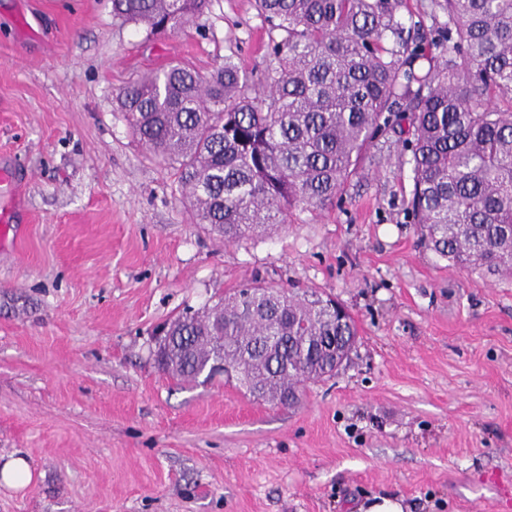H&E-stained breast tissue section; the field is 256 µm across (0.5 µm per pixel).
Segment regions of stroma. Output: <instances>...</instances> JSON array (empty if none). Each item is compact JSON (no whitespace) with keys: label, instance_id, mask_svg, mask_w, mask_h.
I'll use <instances>...</instances> for the list:
<instances>
[{"label":"stroma","instance_id":"35a3bbf8","mask_svg":"<svg viewBox=\"0 0 512 512\" xmlns=\"http://www.w3.org/2000/svg\"><path fill=\"white\" fill-rule=\"evenodd\" d=\"M257 74L253 0H212L168 36L112 0H0V456L27 455L0 512H512V278L429 249L407 212L401 148L328 211L235 243L195 224L175 170L117 97L143 73ZM344 303L359 341L298 405L223 376L183 382L154 336L253 278Z\"/></svg>","mask_w":512,"mask_h":512}]
</instances>
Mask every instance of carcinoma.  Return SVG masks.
<instances>
[{
  "label": "carcinoma",
  "mask_w": 512,
  "mask_h": 512,
  "mask_svg": "<svg viewBox=\"0 0 512 512\" xmlns=\"http://www.w3.org/2000/svg\"><path fill=\"white\" fill-rule=\"evenodd\" d=\"M210 0H112L113 17L175 34ZM269 25L259 80L234 58L209 72L179 63L120 94L133 136L177 171L195 223L227 242L270 234L292 210L343 199L366 158L409 153L407 210L430 248L458 266L512 277V0H430L433 25L401 0H254ZM253 286L166 324L173 375L211 360L270 403L333 375L316 339L358 336L308 295L281 289L266 318Z\"/></svg>",
  "instance_id": "obj_1"
}]
</instances>
